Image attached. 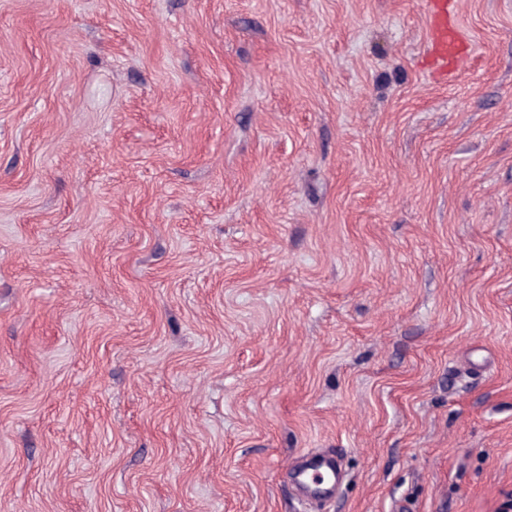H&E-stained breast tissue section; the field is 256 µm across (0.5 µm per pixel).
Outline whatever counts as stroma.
Here are the masks:
<instances>
[{
  "label": "stroma",
  "mask_w": 512,
  "mask_h": 512,
  "mask_svg": "<svg viewBox=\"0 0 512 512\" xmlns=\"http://www.w3.org/2000/svg\"><path fill=\"white\" fill-rule=\"evenodd\" d=\"M457 12L441 80L423 0H0V512H506L512 0ZM310 457L315 461L313 465L299 470L303 487L310 491L307 498L311 501H330L339 479V454L314 453Z\"/></svg>",
  "instance_id": "obj_1"
}]
</instances>
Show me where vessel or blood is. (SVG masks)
Here are the masks:
<instances>
[{
    "mask_svg": "<svg viewBox=\"0 0 512 512\" xmlns=\"http://www.w3.org/2000/svg\"><path fill=\"white\" fill-rule=\"evenodd\" d=\"M431 19L429 60L442 74L459 71L464 62L467 42L454 18L453 0H426ZM313 465L300 468L301 483L313 501H328L335 494L339 478V458L334 454L317 453Z\"/></svg>",
    "mask_w": 512,
    "mask_h": 512,
    "instance_id": "obj_1",
    "label": "vessel or blood"
}]
</instances>
